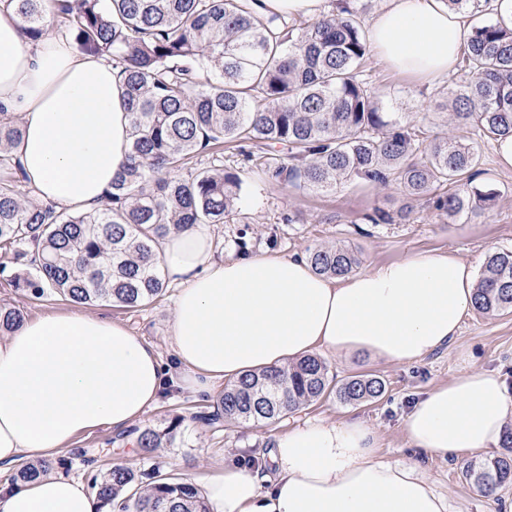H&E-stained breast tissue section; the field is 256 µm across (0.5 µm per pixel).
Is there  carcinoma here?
I'll return each instance as SVG.
<instances>
[{
  "mask_svg": "<svg viewBox=\"0 0 512 512\" xmlns=\"http://www.w3.org/2000/svg\"><path fill=\"white\" fill-rule=\"evenodd\" d=\"M6 0L33 42L52 16L82 51L112 61L123 76L132 140L128 161L92 212L38 201L7 147L21 122L0 112V272L34 299L109 302L136 311L167 288L158 246L189 224H228L242 179L221 165L178 175L184 161L224 144L276 186L327 193L342 183H394L453 220L497 206L499 192L476 185L479 141L512 135V20L470 27L448 86L447 120L458 134L428 138L385 112L369 88L373 49L359 0H336L318 18L261 17L253 0ZM463 14L489 0H446ZM313 270L341 277L359 268L341 245L308 251ZM481 313L512 310V249L494 252L475 295ZM23 321L0 305V334ZM327 363L308 355L281 368L246 374L224 386L212 417L228 424H273L331 394L343 402L381 397L386 382L353 376L334 384ZM183 418L139 433L143 448L173 439ZM503 452L467 465L464 475L488 495L512 484V427ZM28 463L10 484L47 471ZM92 494L109 512H210L199 489L153 468L114 465L93 475Z\"/></svg>",
  "mask_w": 512,
  "mask_h": 512,
  "instance_id": "1",
  "label": "carcinoma"
}]
</instances>
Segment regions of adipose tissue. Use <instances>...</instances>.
<instances>
[{
	"instance_id": "ef3b65f1",
	"label": "adipose tissue",
	"mask_w": 512,
	"mask_h": 512,
	"mask_svg": "<svg viewBox=\"0 0 512 512\" xmlns=\"http://www.w3.org/2000/svg\"><path fill=\"white\" fill-rule=\"evenodd\" d=\"M465 35L442 0H387L370 23L393 69L447 76ZM0 112L23 135L9 153L29 187L65 210L91 211L127 161L130 116L111 63L51 28L30 44L0 5ZM211 225L172 232L161 245L175 284L171 362L125 323L80 311L23 321L0 337V470L51 457L107 426L123 432L170 387L209 393L248 373L316 351L412 363L446 346L474 304L473 266L454 253H414L329 278L302 255L215 261ZM512 421V392L472 370L415 401L403 420L412 447L444 459L497 447ZM360 420L310 421L269 451L273 475L228 464L197 477L210 512H448L420 463L378 457ZM78 478L47 473L0 485V512H97Z\"/></svg>"
}]
</instances>
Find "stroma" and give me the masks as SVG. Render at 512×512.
Instances as JSON below:
<instances>
[{
  "mask_svg": "<svg viewBox=\"0 0 512 512\" xmlns=\"http://www.w3.org/2000/svg\"><path fill=\"white\" fill-rule=\"evenodd\" d=\"M371 80L385 111L399 113L404 121L419 126L428 135L446 133L441 111L448 79L430 82L397 72L381 60ZM494 148L491 142L483 145L477 177L478 183L491 185L500 192L492 211L476 219L461 216L448 222L421 202L414 205L409 221L403 224H373L366 219L375 209L393 213L405 204L396 184L370 186L349 182L329 193L292 186L281 188L264 182L244 167L235 151L225 150L224 166L239 171L243 189L236 223L213 227L214 257L223 260L242 245L251 256L268 252L289 256L306 254L319 245L338 244L358 252L365 270L415 252L451 251L476 271H483L491 253L512 249V170L499 168ZM244 223L249 230L242 241L238 230ZM174 295V287H167L163 296L135 312L108 302L95 303L87 311L127 322L167 360L171 357L169 336ZM0 304L21 309L28 319L75 308L74 303L59 298H30L14 288L4 273L0 274ZM328 365L341 379L365 374L378 376L385 380L386 392L380 399L360 404L346 403L333 396L324 398L271 425H227L221 421L203 422V415L213 410V398L169 389L136 427H163L172 418L183 416L184 423L174 444L134 455L126 437L102 427L79 435L72 449L51 457V470L86 479L116 464L145 470L156 463L164 473L188 482L226 460L248 461L258 450L272 448L276 438L288 428L308 418L362 420L379 435L380 457L403 463L411 461L416 451L403 428V418L425 392L473 369L498 373L512 391V312L470 311L446 347L415 363H388L356 355L329 359ZM426 467L437 488L447 494L450 512H512V487L501 489L494 497L483 496L463 476V461L447 462L434 457L428 459Z\"/></svg>",
  "mask_w": 512,
  "mask_h": 512,
  "instance_id": "35a3bbf8",
  "label": "stroma"
}]
</instances>
